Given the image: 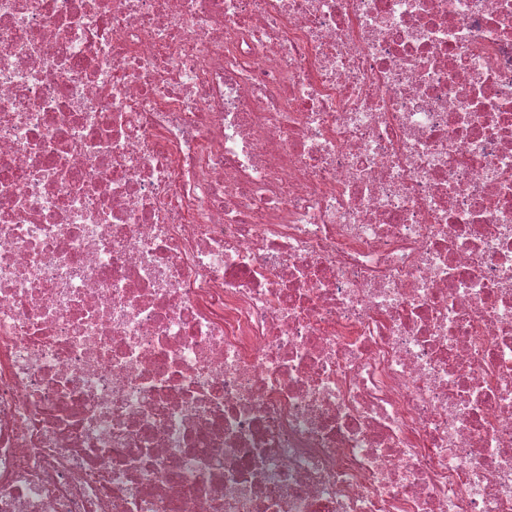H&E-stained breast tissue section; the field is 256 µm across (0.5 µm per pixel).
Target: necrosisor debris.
Wrapping results in <instances>:
<instances>
[{
    "label": "necrosis or debris",
    "mask_w": 512,
    "mask_h": 512,
    "mask_svg": "<svg viewBox=\"0 0 512 512\" xmlns=\"http://www.w3.org/2000/svg\"><path fill=\"white\" fill-rule=\"evenodd\" d=\"M0 512H512V0H0Z\"/></svg>",
    "instance_id": "obj_1"
}]
</instances>
